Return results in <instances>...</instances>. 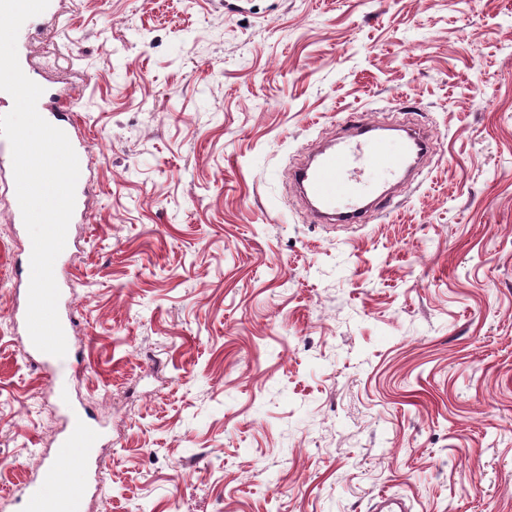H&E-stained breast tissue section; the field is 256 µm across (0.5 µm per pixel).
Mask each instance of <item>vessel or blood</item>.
Masks as SVG:
<instances>
[{"mask_svg":"<svg viewBox=\"0 0 512 512\" xmlns=\"http://www.w3.org/2000/svg\"><path fill=\"white\" fill-rule=\"evenodd\" d=\"M71 96L42 94L37 109L52 125L63 130L80 166L76 185L74 219L84 218L87 174L94 161L86 142L77 134ZM432 136L410 127L382 128L358 120L343 126L336 136L320 146L293 170V181L308 202L314 222L364 224L378 204L391 198L390 189L380 187L387 175L411 174L413 162L431 150ZM27 359L38 363L55 380L52 395L67 412V427L54 448L55 461L35 471L19 498V512H86V496L93 472L102 466L96 454L101 432L77 408L64 380L59 377L64 359L41 352L34 345L25 348ZM71 463L61 473L58 462Z\"/></svg>","mask_w":512,"mask_h":512,"instance_id":"obj_1","label":"vessel or blood"}]
</instances>
